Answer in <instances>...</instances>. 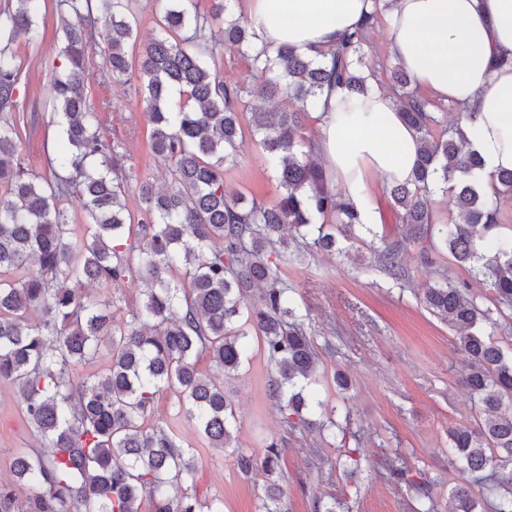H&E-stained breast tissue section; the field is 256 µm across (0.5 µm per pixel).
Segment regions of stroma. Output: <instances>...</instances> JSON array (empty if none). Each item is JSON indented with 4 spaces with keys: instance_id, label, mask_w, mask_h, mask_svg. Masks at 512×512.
<instances>
[{
    "instance_id": "stroma-1",
    "label": "stroma",
    "mask_w": 512,
    "mask_h": 512,
    "mask_svg": "<svg viewBox=\"0 0 512 512\" xmlns=\"http://www.w3.org/2000/svg\"><path fill=\"white\" fill-rule=\"evenodd\" d=\"M59 13L58 0H39V38L11 46L21 64L20 98L38 102L42 113L39 130H21L19 140L21 155L37 174L45 173L58 142L49 91L65 66ZM85 59L92 77L84 95L101 108L103 127L120 142L127 170L156 184L167 180L168 164L150 150L151 124L133 85L113 82L101 40L88 43ZM215 64L225 82L249 86L265 82L236 47L219 49ZM224 183L249 198L270 201L277 195L260 149L250 142L242 162L225 170ZM369 193L377 219L372 233L364 234L357 244L366 259L363 267L326 254L293 259L284 267L325 374L316 388L318 400L338 403L336 372H343L351 382L352 434L345 447L324 443L314 433L286 432L269 395L271 367L256 337L244 339L243 365L237 379L225 385L235 407L243 451L260 460L271 438L282 441L287 512H312L313 498L332 496L345 501L349 512H411L412 492L397 489L377 475L380 463L395 454L402 455L409 467L437 479L441 512L449 506V488L465 479L448 466L449 430L470 425L475 415L474 401L459 382L462 357L456 350V333L424 309L414 294L435 278L433 266L420 262L417 246L405 247L401 254L412 280L410 288H399L376 269L374 253L384 243L400 239L402 228L382 178L373 177ZM149 421L194 451V478L185 483L186 492L220 512H260L265 471L242 475L230 449L209 447L195 422L179 413L173 394H163L156 401ZM29 448L42 452L46 446L27 423L13 386L0 382V477H11L15 456ZM346 448L353 450V457L343 456ZM354 458L362 470L351 477L347 471Z\"/></svg>"
}]
</instances>
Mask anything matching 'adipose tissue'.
<instances>
[{"label": "adipose tissue", "instance_id": "obj_1", "mask_svg": "<svg viewBox=\"0 0 512 512\" xmlns=\"http://www.w3.org/2000/svg\"><path fill=\"white\" fill-rule=\"evenodd\" d=\"M257 45H289L303 54L321 50L330 61L340 37L358 28L372 0H247ZM388 53L431 98L453 103L473 118L462 129L480 160L476 185L491 191L499 173L512 171V0H394L384 16ZM313 151L330 187L350 192L372 223L371 176L408 179L419 141L392 95L374 89L352 117L322 109Z\"/></svg>", "mask_w": 512, "mask_h": 512}]
</instances>
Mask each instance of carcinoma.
Instances as JSON below:
<instances>
[{
  "label": "carcinoma",
  "instance_id": "1",
  "mask_svg": "<svg viewBox=\"0 0 512 512\" xmlns=\"http://www.w3.org/2000/svg\"><path fill=\"white\" fill-rule=\"evenodd\" d=\"M59 2L67 12L61 52L68 67L51 99L65 147L44 174L22 162L12 118L20 67L10 46L39 37L37 0L0 7V379L12 383L27 422L52 448L48 455H16L15 475L36 492L24 505L13 488L0 486V512H141L146 496L156 512H215L182 491L194 474L190 450L147 420L160 395L172 391L178 410L212 447H231L234 405L224 382L196 363L206 354L224 378H235L242 339L250 335L274 366L269 387L283 426L317 427L324 439L348 435L346 406L319 401L325 421L306 417L312 385L319 383L318 357L282 278L290 247L312 257L334 250L347 257L349 247L337 246V237L348 242L358 227L372 232L351 196L329 188L326 170L310 157L312 139L304 136L319 94L332 84L345 92L348 112L373 88L387 87L419 138L411 177L386 186L406 236L380 250L376 266L407 287L400 251L408 242L418 245L422 263L433 265L432 255L446 253L492 291L490 308L468 282L438 267V281L417 296L459 332L461 380L476 399L474 425L448 432L450 464L469 475L450 489L453 512H512V354L494 339L502 327L498 316L512 310V233L501 232L512 171L480 193L470 179L479 161L461 132L464 114L448 119L445 105L411 87L401 66L375 61L373 35L392 0H374V11L342 38L329 66L288 46L273 55L256 47L233 0H212L207 15L195 0H155L159 31L135 65L125 52L134 36L130 0ZM217 20L223 25L216 28ZM95 37L106 45L112 80L137 83L152 126L151 151L168 162L164 190L125 171L98 110L83 95L90 79L85 49ZM226 43L240 46L250 66L266 74L259 90L228 84L209 65ZM174 89L187 103L171 106ZM254 95L265 102L252 108L249 125L277 183L270 203L247 202L224 184V167L237 164L244 146L240 110ZM283 95L291 102L287 111L280 107ZM131 192L141 202L136 216L126 206ZM439 192L451 195L460 221H438L433 196ZM72 197L87 214L82 236L69 228L62 207ZM17 271L23 275L15 279ZM134 271L150 288L119 324L112 301L90 298L87 287H119ZM104 339L111 352L106 371L75 377ZM280 454L279 441L271 440L263 468L275 473ZM381 475L413 491L415 512H439L435 481L401 456L386 458ZM261 509L283 512L280 484L266 486Z\"/></svg>",
  "mask_w": 512,
  "mask_h": 512
}]
</instances>
